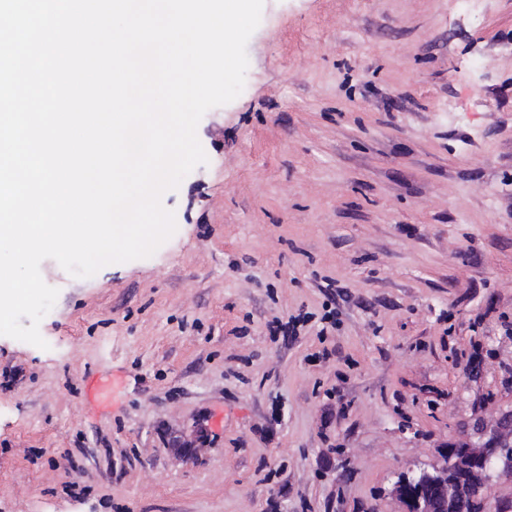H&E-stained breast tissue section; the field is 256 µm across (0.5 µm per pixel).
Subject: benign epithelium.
<instances>
[{"mask_svg":"<svg viewBox=\"0 0 512 512\" xmlns=\"http://www.w3.org/2000/svg\"><path fill=\"white\" fill-rule=\"evenodd\" d=\"M445 471L409 469L396 475L393 491L406 512H459L461 499L470 512H512V501L492 492L497 466L512 472V416L500 419L498 429L480 445L458 442L446 450Z\"/></svg>","mask_w":512,"mask_h":512,"instance_id":"7a95c632","label":"benign epithelium"}]
</instances>
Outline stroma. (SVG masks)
Returning a JSON list of instances; mask_svg holds the SVG:
<instances>
[{
	"instance_id": "35a3bbf8",
	"label": "stroma",
	"mask_w": 512,
	"mask_h": 512,
	"mask_svg": "<svg viewBox=\"0 0 512 512\" xmlns=\"http://www.w3.org/2000/svg\"><path fill=\"white\" fill-rule=\"evenodd\" d=\"M247 55L173 236L0 336V512H403L512 410V0H264Z\"/></svg>"
}]
</instances>
